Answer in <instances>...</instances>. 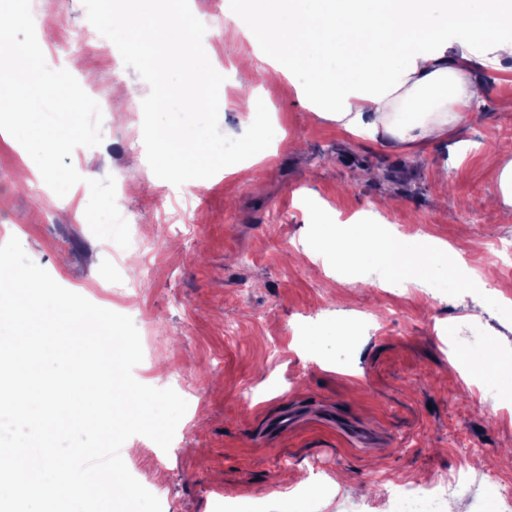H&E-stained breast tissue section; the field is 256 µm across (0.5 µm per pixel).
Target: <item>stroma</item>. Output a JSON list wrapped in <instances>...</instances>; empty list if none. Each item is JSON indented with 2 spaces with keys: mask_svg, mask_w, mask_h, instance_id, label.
<instances>
[{
  "mask_svg": "<svg viewBox=\"0 0 512 512\" xmlns=\"http://www.w3.org/2000/svg\"><path fill=\"white\" fill-rule=\"evenodd\" d=\"M193 3L211 34L224 36L223 47L203 45L212 66L240 68L253 48L225 26L224 0ZM35 32L50 69L79 59L111 94L120 52L71 56L56 50L43 22ZM483 79L481 111L414 156L352 140L304 109L287 82L259 80L276 129L271 155L200 180L195 194L149 167L142 101L150 87L126 69L101 144L71 155L84 178L121 171L135 185L118 209L130 230L152 235L154 249L123 255L128 270L116 276L85 219L87 199L74 188L31 199L19 173L36 176L37 165L18 141L0 139V244L18 238L59 285L99 307L119 313L124 301L137 303L143 360L134 378L184 386L188 409L169 450L135 435L137 453L125 460L143 486L160 487L163 512H215L219 497L242 512H392L388 483L448 474L460 477V512H492L480 480L492 470L512 481V381L499 377L494 395H475L454 342L474 328L483 338L469 356L511 351L512 303L490 302L475 322L443 266L422 283L431 300L393 296L380 269L340 267L324 247L337 220L394 195L401 204L385 222L427 226L469 268L498 269L475 246L484 237L512 244V223L488 204L499 175L491 154L512 159V72ZM443 166L444 187L432 179ZM283 413L296 424L271 431ZM346 424L370 434L371 445L354 446Z\"/></svg>",
  "mask_w": 512,
  "mask_h": 512,
  "instance_id": "35a3bbf8",
  "label": "stroma"
}]
</instances>
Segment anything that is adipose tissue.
I'll list each match as a JSON object with an SVG mask.
<instances>
[{"instance_id":"1","label":"adipose tissue","mask_w":512,"mask_h":512,"mask_svg":"<svg viewBox=\"0 0 512 512\" xmlns=\"http://www.w3.org/2000/svg\"><path fill=\"white\" fill-rule=\"evenodd\" d=\"M224 16L255 52L236 81L243 111L261 108L257 79L284 76L318 118L397 151L446 142L485 94L479 73L512 64V0H224ZM326 246L341 266L370 263L392 280L415 284L447 262L466 292L507 294L449 260L447 242L413 241L359 214Z\"/></svg>"}]
</instances>
